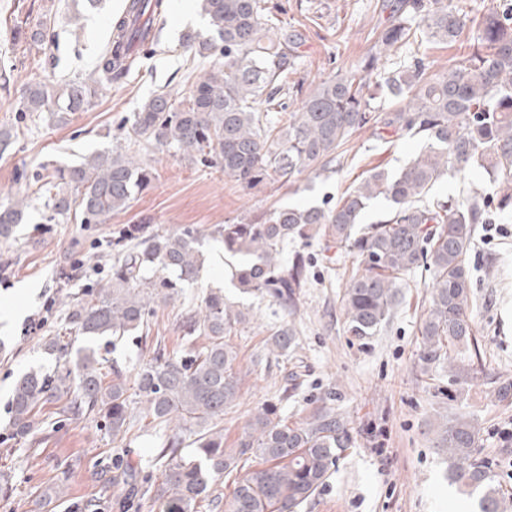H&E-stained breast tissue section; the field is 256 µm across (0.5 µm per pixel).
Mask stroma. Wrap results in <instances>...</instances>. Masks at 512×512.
<instances>
[{
	"label": "stroma",
	"mask_w": 512,
	"mask_h": 512,
	"mask_svg": "<svg viewBox=\"0 0 512 512\" xmlns=\"http://www.w3.org/2000/svg\"><path fill=\"white\" fill-rule=\"evenodd\" d=\"M389 0H264L275 23L299 29L304 41L289 84L311 90L322 79L353 69L372 45V34L390 21ZM122 0H102L83 9L75 0H0V130H12L11 146L0 153V202L28 197L34 204L25 224L9 240H0V512H72V503L100 498L103 512H160L155 500L112 483L116 460L139 469V483L160 481L159 451L168 436L132 400L133 427L115 440L92 418L56 421L48 417L31 441L12 438L9 399L14 382L29 370L53 369L45 337L63 333L66 297L56 273L69 258L82 259L91 273L75 279L73 291L104 283L108 266L97 254L128 224L173 233L190 227L204 232L202 249L209 262L197 285L158 305L149 321V340L124 337L106 354L126 376L153 356L151 339L168 352L188 354L206 340L185 335L186 312L199 308L212 290L247 309L249 320L229 342L238 353V398L224 410L218 425L225 446H233L249 419L265 406L299 422L323 398L351 422L353 443L331 470L326 484L301 512H479L478 499L463 494L450 479L452 463L437 446L432 423L437 414H466L479 429L476 450L491 464L512 512V401L494 396L497 382L512 381V217L496 226L479 225L469 254L472 318L479 339L482 371L465 384L446 372L427 377L417 365L418 324L427 306L430 279L424 271L409 278L405 297L389 324L366 340L350 336L344 326L340 292L357 258L330 247L325 237L296 248L310 258V280L295 313L270 294H243L231 282L230 257L209 233L218 224L249 222L277 206L336 204L374 166L399 172L421 149L404 136L383 143L371 130L357 131L330 172L296 175L292 182H267L241 188L215 163L184 158L175 150L140 152L155 174L149 189L100 224L78 216L58 223L41 221L44 199L34 181L42 166H72L92 153L127 148L124 122L160 87L176 101L187 102L196 82L223 67L224 57L198 56L182 47L188 31L206 33L208 24L198 0H164L159 43L140 49V62L118 83L98 88L91 105L68 113L63 122L47 115L21 117L17 111L24 83L39 82L50 95L64 84L88 77L111 36V19ZM37 22L48 30L46 41L18 37L20 27ZM44 317L39 329L31 318ZM292 322L293 350L270 353L266 341L277 326ZM62 487L49 500V488Z\"/></svg>",
	"instance_id": "stroma-1"
}]
</instances>
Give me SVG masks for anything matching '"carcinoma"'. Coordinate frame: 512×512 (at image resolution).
Here are the masks:
<instances>
[{
	"instance_id": "cac0c4a2",
	"label": "carcinoma",
	"mask_w": 512,
	"mask_h": 512,
	"mask_svg": "<svg viewBox=\"0 0 512 512\" xmlns=\"http://www.w3.org/2000/svg\"><path fill=\"white\" fill-rule=\"evenodd\" d=\"M208 34L187 32L182 45L203 57L220 49L224 69L196 82L186 104L166 91L133 114L131 131L158 149H174L190 159L215 162L242 188L271 177L285 182L305 170L333 169L354 133L371 129L381 140L409 134L423 141L418 155L394 176L377 169L333 206L277 207L249 223L219 224L224 253L236 259L232 283L245 293L268 292L288 312L297 308L309 280L310 260L301 251L281 256L288 243L324 232L336 248L360 258L341 295L347 332L368 339L386 326L398 306L406 278L418 268L429 273V305L419 327V364L424 373L448 369L455 383L475 378L481 352L471 318L469 251L476 226L512 215V0H492L481 16L466 11L465 0H397L392 19L375 33L362 65L322 80L297 112H286V96L301 93L285 81L299 59L303 33L271 21L262 0H201ZM163 0H129L114 24L113 39L91 75L65 89L53 116L64 120L90 104L97 88L121 80L136 63L133 47L159 39L155 20ZM476 33L471 51L447 69L429 74L421 47L451 44L466 24ZM404 51L400 65L379 68L384 55ZM387 87L405 103L390 112L372 106L375 90ZM45 86L27 83L20 111L41 112ZM480 169L494 190L432 202L426 197L449 173ZM151 182L141 160L121 152H99L72 168H57L44 181L47 223L81 212L83 224L126 209ZM384 197L385 216L361 235L355 228L369 203ZM27 218L25 201L0 205V238L12 237ZM202 234L192 228L159 234L142 224L124 226L112 238L111 276L105 285L68 295L65 323L73 338L52 336L45 349L63 357L72 345L78 372L63 364L51 373L31 370L15 383L11 436L24 442L34 434L46 406L66 420L99 418L112 438L130 428L129 390L145 404L146 415L171 431L161 457L167 458L155 497L163 512H198L210 487L238 467L245 456L266 467L238 480L225 512H300L329 478L350 445V423L323 402L303 422L287 423L265 407L251 419L235 447L212 421L239 393L237 352L226 341L246 321V313L218 293L207 294L200 312L186 317L189 336L207 343L188 354L158 349L128 380L112 370L106 381L93 341L117 339L148 328L155 306L198 282L203 268ZM296 344V330L284 323L267 340L272 353ZM197 435L195 456L178 457L182 433ZM438 444L453 460L451 476L461 488L480 492L481 512H500L504 495L485 462L473 455L478 428L468 416L434 424Z\"/></svg>"
}]
</instances>
